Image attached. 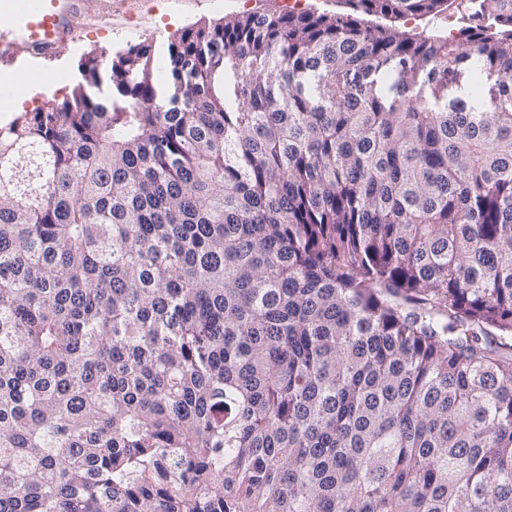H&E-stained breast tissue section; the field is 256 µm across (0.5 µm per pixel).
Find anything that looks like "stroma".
<instances>
[{"mask_svg":"<svg viewBox=\"0 0 512 512\" xmlns=\"http://www.w3.org/2000/svg\"><path fill=\"white\" fill-rule=\"evenodd\" d=\"M276 8V0H112V10L106 14L98 0H83L80 39L59 47L52 57L38 59L41 79L53 85V92L36 93L24 109L32 112L47 102H62L79 83L85 84L90 95H108V84H86L80 69L86 57H96L103 72L117 54L131 46L148 44L154 54H164L173 36L187 28ZM389 23L412 34L445 36L458 34L468 20L464 9L453 7L424 16L393 17ZM63 70L72 76L65 84L58 81Z\"/></svg>","mask_w":512,"mask_h":512,"instance_id":"35a3bbf8","label":"stroma"}]
</instances>
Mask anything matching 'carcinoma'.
I'll use <instances>...</instances> for the list:
<instances>
[{
    "instance_id": "obj_1",
    "label": "carcinoma",
    "mask_w": 512,
    "mask_h": 512,
    "mask_svg": "<svg viewBox=\"0 0 512 512\" xmlns=\"http://www.w3.org/2000/svg\"><path fill=\"white\" fill-rule=\"evenodd\" d=\"M345 2L0 125V512H512V0ZM365 25H393L410 34L434 36L456 35L459 30L468 25L467 12L463 7H452L442 12L424 16H406L383 18L376 16H360ZM453 92L454 94L468 100L472 105L479 106L484 101L487 94L485 78L483 76L482 80L480 81V79L477 77L473 78L472 80L469 77L467 81L463 80L461 84L453 87Z\"/></svg>"
}]
</instances>
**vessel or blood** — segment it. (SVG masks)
Returning a JSON list of instances; mask_svg holds the SVG:
<instances>
[{"instance_id": "1", "label": "vessel or blood", "mask_w": 512, "mask_h": 512, "mask_svg": "<svg viewBox=\"0 0 512 512\" xmlns=\"http://www.w3.org/2000/svg\"><path fill=\"white\" fill-rule=\"evenodd\" d=\"M81 0H0V99L30 81L16 65L19 47L48 57L81 32L75 20Z\"/></svg>"}]
</instances>
